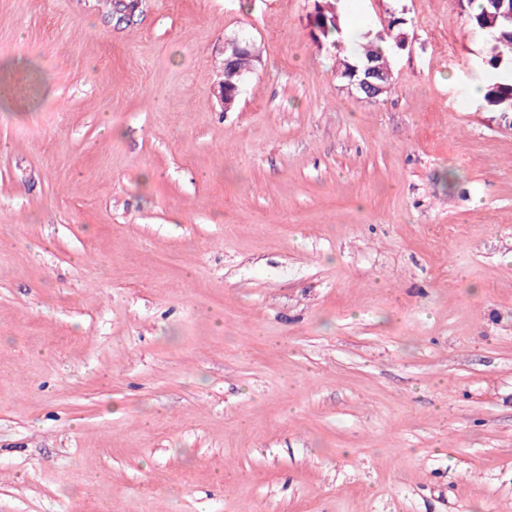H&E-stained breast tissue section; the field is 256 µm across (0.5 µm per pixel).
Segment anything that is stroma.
I'll list each match as a JSON object with an SVG mask.
<instances>
[{
    "instance_id": "obj_1",
    "label": "stroma",
    "mask_w": 512,
    "mask_h": 512,
    "mask_svg": "<svg viewBox=\"0 0 512 512\" xmlns=\"http://www.w3.org/2000/svg\"><path fill=\"white\" fill-rule=\"evenodd\" d=\"M114 4L0 0V512H512V112L458 0H341L404 21L376 102L314 0ZM315 10L317 14L312 17L310 15V25L318 32V35H315L316 38L322 37L324 40H332L333 42L336 41V36L340 35L342 32V28L340 25V18H339V25L335 26V24L332 21V13L331 11H327L325 13L320 12L319 8L315 4ZM227 47L230 48L232 57L245 49L240 46L238 39L229 40L227 42ZM250 66L251 61L249 56L247 54H238L234 59L231 60L229 64H226L225 70L223 67V79L219 82V88L216 94L220 106L224 109L225 112L231 110L236 101V98L238 99L240 89L235 84H239L241 79L246 74L250 73ZM224 81L226 88H230L232 85H234V87L228 92H225L224 90Z\"/></svg>"
}]
</instances>
